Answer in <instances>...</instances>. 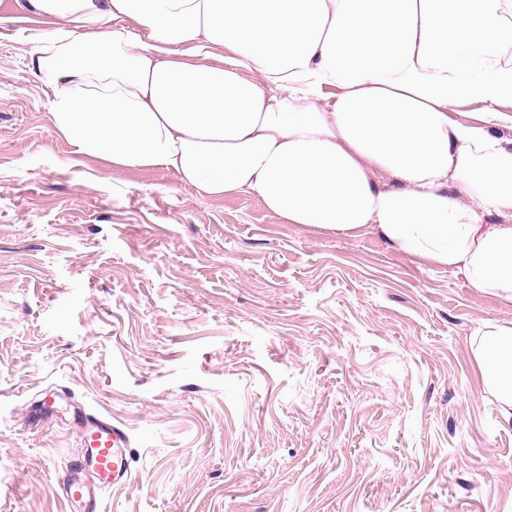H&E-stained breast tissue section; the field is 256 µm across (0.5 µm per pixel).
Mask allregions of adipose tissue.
Returning <instances> with one entry per match:
<instances>
[{
  "mask_svg": "<svg viewBox=\"0 0 512 512\" xmlns=\"http://www.w3.org/2000/svg\"><path fill=\"white\" fill-rule=\"evenodd\" d=\"M81 155L377 232L512 304V0H29ZM479 106L475 121L464 108ZM512 423V321L475 331Z\"/></svg>",
  "mask_w": 512,
  "mask_h": 512,
  "instance_id": "obj_1",
  "label": "adipose tissue"
}]
</instances>
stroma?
Here are the masks:
<instances>
[{"label": "stroma", "instance_id": "1", "mask_svg": "<svg viewBox=\"0 0 512 512\" xmlns=\"http://www.w3.org/2000/svg\"><path fill=\"white\" fill-rule=\"evenodd\" d=\"M41 25L0 0V512H68L89 416L136 456L105 512H512L472 345L512 306L376 232L78 154L31 67Z\"/></svg>", "mask_w": 512, "mask_h": 512}]
</instances>
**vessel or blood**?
Masks as SVG:
<instances>
[{
	"label": "vessel or blood",
	"instance_id": "b4317fda",
	"mask_svg": "<svg viewBox=\"0 0 512 512\" xmlns=\"http://www.w3.org/2000/svg\"><path fill=\"white\" fill-rule=\"evenodd\" d=\"M133 460L123 423L98 418L82 423L81 453L58 481L69 512H102L103 491L131 480Z\"/></svg>",
	"mask_w": 512,
	"mask_h": 512
}]
</instances>
